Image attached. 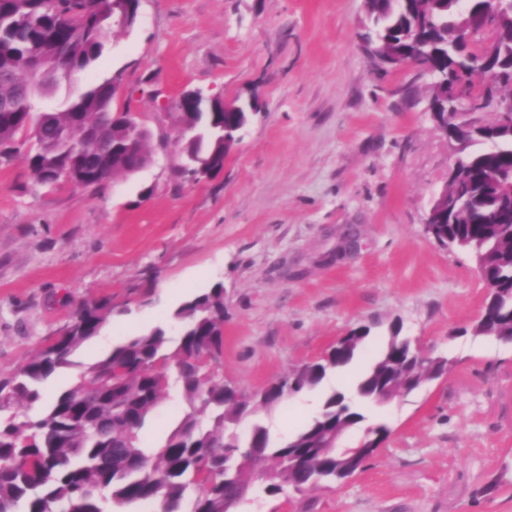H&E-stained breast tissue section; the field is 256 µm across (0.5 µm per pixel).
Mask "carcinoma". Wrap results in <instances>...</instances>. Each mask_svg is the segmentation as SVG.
<instances>
[{
  "label": "carcinoma",
  "mask_w": 512,
  "mask_h": 512,
  "mask_svg": "<svg viewBox=\"0 0 512 512\" xmlns=\"http://www.w3.org/2000/svg\"><path fill=\"white\" fill-rule=\"evenodd\" d=\"M113 0H0V163L25 144L39 185L96 188L118 173L129 174L148 155L147 142H130L125 117L113 99L120 75L91 83L64 108L36 111L89 70L103 55L115 26ZM369 32L366 52L387 71L403 63H426L445 76L431 85L430 103L445 112L448 91L489 102L512 103V14L494 12L489 0H364ZM491 33L485 53L465 40L472 26ZM185 124L182 157L218 172L233 147L223 129L242 130L241 108L212 112L176 108ZM465 178L448 184L437 208L454 207L453 220L437 225L440 238L458 236L467 250L486 256L483 279L496 288L487 298L489 320L478 336L512 337V199L492 183L512 171V125L500 117L481 120L462 136ZM479 149H474V146ZM112 315L105 299L81 304L72 321L12 375L0 378V512H105L102 504H152L161 512H232L253 479L268 495L286 486L302 490L347 480L336 460L354 456L355 471L371 459L358 447L343 456L323 448L324 433L352 428L364 416L341 392L298 433L275 443L255 423L245 438L234 427L258 409L271 411L318 385L326 372L349 364L366 349L370 328L346 339L343 351L304 365L247 397L233 393L215 370L224 346V287L184 303L174 314L178 337L162 328L129 336L92 365L83 378L40 414L19 412L40 399L39 386L97 336ZM403 337L390 329L382 348L358 379L356 393L379 405L434 370L402 353ZM177 386L188 407L163 445L149 447L142 435L163 392Z\"/></svg>",
  "instance_id": "1"
}]
</instances>
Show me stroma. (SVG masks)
Returning <instances> with one entry per match:
<instances>
[{
	"instance_id": "35a3bbf8",
	"label": "stroma",
	"mask_w": 512,
	"mask_h": 512,
	"mask_svg": "<svg viewBox=\"0 0 512 512\" xmlns=\"http://www.w3.org/2000/svg\"><path fill=\"white\" fill-rule=\"evenodd\" d=\"M364 0H143L96 67L46 102L121 73L113 105L151 130V163L99 187L37 186L25 152L0 163V373L41 349L83 301L112 315L41 387L42 410L124 337L163 328L192 297L224 286L220 373L252 391L367 326L392 324L448 358L446 374L380 406L391 433L343 485L255 489L236 512H512V343L472 335L485 288L471 255L423 223L448 183L453 148L429 112V76L381 73L363 50ZM256 99L221 171L176 175L181 126L161 100L194 89ZM354 228L358 247L343 251ZM327 384L258 421L299 431ZM184 409L171 388L144 430L161 445Z\"/></svg>"
}]
</instances>
